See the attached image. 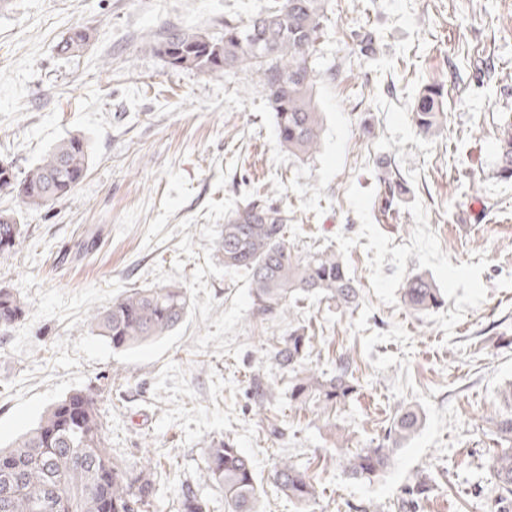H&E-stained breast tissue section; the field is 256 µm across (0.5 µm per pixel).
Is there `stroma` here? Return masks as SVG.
I'll return each mask as SVG.
<instances>
[{
  "instance_id": "obj_1",
  "label": "stroma",
  "mask_w": 512,
  "mask_h": 512,
  "mask_svg": "<svg viewBox=\"0 0 512 512\" xmlns=\"http://www.w3.org/2000/svg\"><path fill=\"white\" fill-rule=\"evenodd\" d=\"M269 3L0 0V159L22 174L61 138L91 143L67 197L29 208L0 191V210L26 230L22 249L0 257V287L27 304L0 331V446L84 389L114 457L132 470L160 460V512H178L186 487L225 512L204 475L205 448L224 436L254 460L265 512H296L268 482L283 456L312 477L314 512H399L403 487L425 474L433 491L420 512H488L492 422L512 380V180L498 176L496 154L512 115V0H326L313 61L325 126L307 158L281 151L251 76L174 70L152 50L168 28L216 36L225 17ZM76 24L90 31L87 47L59 53ZM433 81L447 91L446 120L428 136L412 109ZM383 157L409 188L389 215L374 208ZM256 196L287 205L300 251L342 256L356 309L313 297L286 322L257 313L247 275L215 255L225 215ZM417 271L436 278L443 308L403 307L400 288ZM166 285L189 303L171 335L116 350L91 329L90 313L125 291ZM292 322L315 338L309 367L353 361L360 392L333 418L290 406L287 373L262 359L261 345ZM257 377L272 392L264 419L251 409ZM408 404L424 414L419 434L384 475L348 479L326 421L355 449Z\"/></svg>"
}]
</instances>
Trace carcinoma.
Wrapping results in <instances>:
<instances>
[{
  "label": "carcinoma",
  "instance_id": "1",
  "mask_svg": "<svg viewBox=\"0 0 512 512\" xmlns=\"http://www.w3.org/2000/svg\"><path fill=\"white\" fill-rule=\"evenodd\" d=\"M325 0H272L264 11L247 18L224 19V33L210 37L173 28L153 47L170 68L196 69L222 76L246 70L268 92L279 146L291 155L309 157L320 144L322 113L314 100L321 74L312 66L324 19ZM73 26L60 52L84 47ZM444 87H422L413 106L414 122L425 135L442 125ZM88 139L79 133L58 141L26 176L19 180L12 164L0 161V190L17 191L23 202L42 207L71 193L86 177ZM378 210L388 214L407 193L401 174L387 159L379 162ZM497 173L512 179V116L504 117L497 148ZM288 208L253 198L225 217L217 242L224 267L248 275L256 311L271 318L291 308L303 295H319L340 308L359 305V291L341 258L333 251L301 254L288 238ZM25 241L18 216L0 211V256ZM402 305L413 315L435 311L445 296L427 273L408 276L401 288ZM27 304L0 287V329L7 330L26 315ZM187 301L179 288L132 289L93 312L90 326L114 349H131L167 336L183 322ZM312 337L304 325H288L263 357L288 373V403L330 414L359 392L350 363L324 372L306 366ZM505 411L493 422V433L506 447L490 458L497 512H512V382L500 391ZM256 414L270 405V390L253 381ZM423 413L405 406L394 415L383 439L348 454L344 473L353 480L371 481L394 463L398 450L422 428ZM205 476L224 493L225 512H260V491L254 460L234 440H213L206 448ZM273 484L297 506L312 512L315 487L311 477L293 461L274 462ZM158 469L148 459L132 471L112 456L106 445L96 394L76 390L53 403L39 421L11 447L0 448V512H150L157 502ZM432 485L426 476L403 489L402 509L417 512ZM181 512H208L193 490L182 491Z\"/></svg>",
  "mask_w": 512,
  "mask_h": 512
}]
</instances>
